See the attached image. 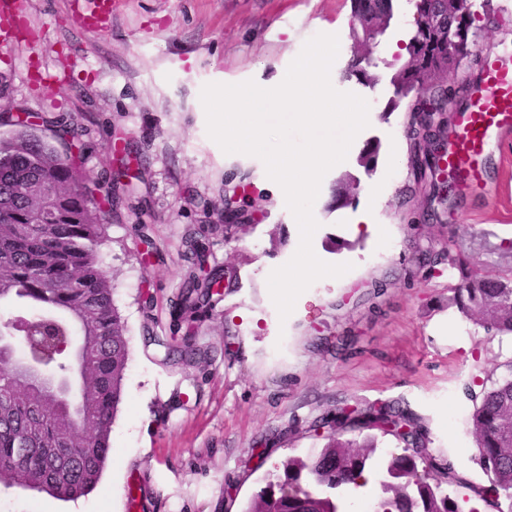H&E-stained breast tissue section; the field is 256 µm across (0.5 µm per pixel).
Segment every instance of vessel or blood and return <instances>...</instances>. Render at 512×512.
Returning <instances> with one entry per match:
<instances>
[{"label":"vessel or blood","mask_w":512,"mask_h":512,"mask_svg":"<svg viewBox=\"0 0 512 512\" xmlns=\"http://www.w3.org/2000/svg\"><path fill=\"white\" fill-rule=\"evenodd\" d=\"M115 0H93L81 17L83 28L98 31L112 16ZM512 135V67L490 63L483 83L468 91V106L460 112L454 129L455 147L447 157L461 187L480 186L485 180L483 154L491 138Z\"/></svg>","instance_id":"b4317fda"}]
</instances>
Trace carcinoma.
Instances as JSON below:
<instances>
[{"label":"carcinoma","instance_id":"1","mask_svg":"<svg viewBox=\"0 0 512 512\" xmlns=\"http://www.w3.org/2000/svg\"><path fill=\"white\" fill-rule=\"evenodd\" d=\"M409 2L414 34L405 54L393 60L402 98L423 95V72L445 52L426 24L438 0ZM367 14L379 32L386 31L393 0H353L351 34L358 44L359 22ZM374 66L372 56L362 55L348 63L346 73L369 80ZM0 125L9 127L0 134V305L19 302L33 320L43 308L57 310L63 335L80 336L84 350L80 392L66 403L45 396L0 357V484L72 500L98 484L112 452V421L129 357L125 325L98 256L106 228L93 214L84 190L89 176L74 156L84 150L81 133L57 121L71 135L70 145L60 149L38 122L3 112ZM448 265L460 274L449 287V303L495 335L512 337V313L485 318L495 303H512V275L474 271L458 253L448 254ZM199 288L188 276L171 301L176 320L196 318L202 308ZM501 367V377L468 393L475 402L468 421L478 447L475 460L498 494L467 481L431 453L423 457L404 448L377 464V434L393 435L390 426L397 421L409 426L420 446L427 444L419 417L394 405L342 407L333 420L336 428L357 431L361 438L331 433L318 455L287 458L246 512H345L342 493L374 482V512H483L485 507L512 512V447L500 442V432L512 429V359ZM450 486L470 495L458 501L448 493Z\"/></svg>","mask_w":512,"mask_h":512}]
</instances>
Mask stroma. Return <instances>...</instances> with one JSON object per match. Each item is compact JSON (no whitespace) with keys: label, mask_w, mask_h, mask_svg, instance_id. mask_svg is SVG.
<instances>
[{"label":"stroma","mask_w":512,"mask_h":512,"mask_svg":"<svg viewBox=\"0 0 512 512\" xmlns=\"http://www.w3.org/2000/svg\"><path fill=\"white\" fill-rule=\"evenodd\" d=\"M26 2L37 38L0 44V110L71 121L92 179L122 160L137 174L114 199L100 247L129 359L96 488L72 501L0 484V512H244L275 464L322 448L312 424L344 406L412 410L432 454L486 483L466 389L500 377L512 339L449 306L459 273L448 254L484 271L512 269V141L485 150L495 192L443 201L417 181L410 101L397 95L390 65L413 34L410 0H394L369 83L345 73L351 0H125L95 33L69 0ZM475 9L477 59L446 81L460 110L487 63L512 65V0H475ZM320 33L339 37L337 90L372 106L313 208L316 255L353 268L313 283L283 321L267 278L295 254L297 223L261 159L225 154L208 136L200 92L213 82L273 83ZM370 145L369 172L358 160ZM346 175L360 188L339 205L336 183ZM228 198L242 226L230 227ZM198 236L209 247L207 271L225 283L190 335L199 357L184 364L157 341L182 342L169 301L193 272L186 254Z\"/></svg>","instance_id":"1"}]
</instances>
